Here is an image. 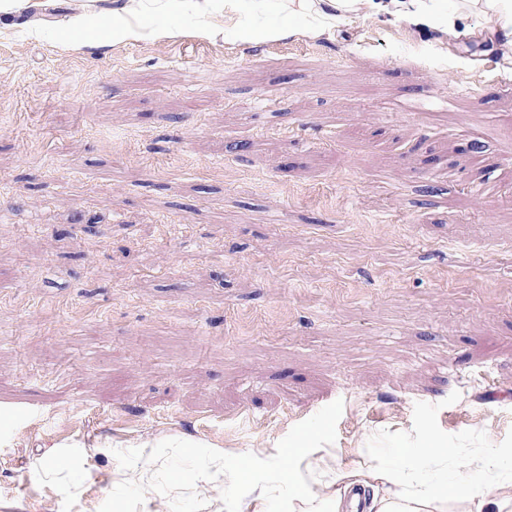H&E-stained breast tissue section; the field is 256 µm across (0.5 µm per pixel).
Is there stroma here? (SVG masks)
Here are the masks:
<instances>
[{
  "label": "stroma",
  "instance_id": "obj_1",
  "mask_svg": "<svg viewBox=\"0 0 512 512\" xmlns=\"http://www.w3.org/2000/svg\"><path fill=\"white\" fill-rule=\"evenodd\" d=\"M375 2L0 14V512H99L166 439L268 458L337 400L316 500L431 443L512 461V61L480 7L430 40Z\"/></svg>",
  "mask_w": 512,
  "mask_h": 512
}]
</instances>
